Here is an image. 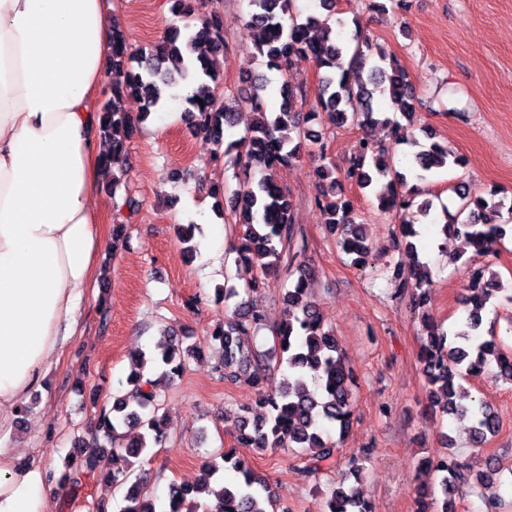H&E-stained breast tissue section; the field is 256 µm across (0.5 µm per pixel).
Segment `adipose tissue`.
<instances>
[{"mask_svg": "<svg viewBox=\"0 0 512 512\" xmlns=\"http://www.w3.org/2000/svg\"><path fill=\"white\" fill-rule=\"evenodd\" d=\"M102 0H0V434L61 353L105 240L91 103L111 73ZM42 461L0 444V512H48Z\"/></svg>", "mask_w": 512, "mask_h": 512, "instance_id": "adipose-tissue-1", "label": "adipose tissue"}]
</instances>
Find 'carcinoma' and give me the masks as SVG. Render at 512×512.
Wrapping results in <instances>:
<instances>
[{
  "label": "carcinoma",
  "instance_id": "carcinoma-1",
  "mask_svg": "<svg viewBox=\"0 0 512 512\" xmlns=\"http://www.w3.org/2000/svg\"><path fill=\"white\" fill-rule=\"evenodd\" d=\"M247 27L258 33L253 42L254 57L283 78L279 110L268 112L264 104L267 80L264 75L247 78L245 102L255 119L243 135L227 144L224 156L243 171H257V182H245L237 192L234 248L235 264L256 268V275L239 289L224 278L218 293L224 296V323L211 340L223 350L216 367L220 379L236 383L245 380L257 391L256 407L261 417H251L253 408L242 406L235 420V438L242 448H296L302 465L298 474L318 482L343 455L341 437L352 423L355 370L346 362L336 336L326 328L323 314L311 300L314 272L301 260L304 237L295 224V202L280 182L281 172L303 154L318 158L316 175L320 182L317 207L328 233L336 237L351 264L366 268L371 260L364 225L345 194L343 183L373 189L383 211L399 209L408 220L393 233L395 247L404 251L408 263L394 267V276L411 294L413 308L426 305L432 287L428 264L421 260L415 224L430 216L432 203L417 200L421 191L407 187L405 174L391 164L385 149L370 134L356 143L349 166L343 170L328 160L327 145L313 126L329 123L370 129L379 124L400 128L398 121L378 112L374 103L389 98L403 118L416 115V91L404 68L386 52L372 51L369 38L356 28L351 40H343L336 27L334 0H321L322 12L299 19L295 0H249ZM224 28L220 12L213 7L201 13L194 25L173 26L164 39L146 50L130 48L123 31L112 28V101L99 108V135L111 145L105 165L112 168V193H117L127 172V142L139 125L165 109L169 99L191 83L206 86L217 82L224 64ZM297 56L314 62L319 91L309 108L301 112L297 100L306 99V89L288 80V70ZM127 94L140 97L143 111L132 116L121 108ZM184 115L197 135L216 145L224 144V129L238 123L237 102H227L214 94L184 97ZM425 142L408 141L414 148L408 157L411 171L420 181L435 169L461 165V156L436 140L428 126L422 129ZM452 192L458 198L457 215L464 216L461 233L454 223L443 224V234L462 242L454 260H464L469 268V286L463 298L464 318L445 330L433 322L428 312L420 321L426 337L419 358L433 407L441 415L471 421L472 445L481 449L500 427L497 412L469 393L466 384L495 365L494 377L512 385V354L501 350L495 336L484 337L485 308L507 285L489 266L481 263L492 245L512 232L511 224H501L502 200L497 191L489 196L471 193L465 182ZM297 276L292 288L283 293V313L272 327V344L259 351L245 339L265 322V314L249 304L241 294L251 295L268 285V277ZM200 352L197 346H183L177 337L157 347L151 357L138 353V371L128 377L131 389L114 396L112 408H102L96 418L92 444L74 460L65 479L75 492L91 480H107L124 489L120 512H155L153 499L142 479H131L136 460L165 441L167 419L159 413L160 387L174 382L185 368V355ZM161 370L154 379L144 374L147 363ZM277 385H271L275 375ZM336 429L333 438L328 428ZM448 452L436 460L424 459L421 467L434 474L432 483L420 485L419 512H456L455 492L474 482L495 483L504 464L496 455H487L481 469L474 471L458 459L448 434H442ZM232 471L235 479L226 482L219 473ZM170 512H289L276 503L265 477L231 450L221 462H208L200 482L191 487L175 481L168 485ZM322 512H374L372 503L346 480L328 484Z\"/></svg>",
  "mask_w": 512,
  "mask_h": 512
}]
</instances>
